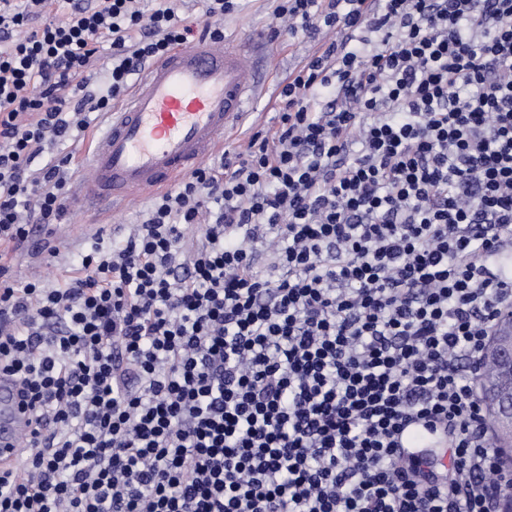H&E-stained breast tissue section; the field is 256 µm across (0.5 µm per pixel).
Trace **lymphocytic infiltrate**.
Listing matches in <instances>:
<instances>
[{
	"mask_svg": "<svg viewBox=\"0 0 512 512\" xmlns=\"http://www.w3.org/2000/svg\"><path fill=\"white\" fill-rule=\"evenodd\" d=\"M238 8L204 0L197 27L172 0H0V246L62 217L53 148ZM272 15L275 40L335 34L274 129L64 286L0 263V374L48 427L0 470V512H500L512 491L477 387L512 307V0ZM410 425L446 448L408 451Z\"/></svg>",
	"mask_w": 512,
	"mask_h": 512,
	"instance_id": "f902f5d3",
	"label": "lymphocytic infiltrate"
}]
</instances>
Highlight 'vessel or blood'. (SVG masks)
<instances>
[{
  "label": "vessel or blood",
  "instance_id": "obj_1",
  "mask_svg": "<svg viewBox=\"0 0 512 512\" xmlns=\"http://www.w3.org/2000/svg\"><path fill=\"white\" fill-rule=\"evenodd\" d=\"M263 80L236 37L191 42L157 60L107 115L83 163L76 205L126 207L200 166L252 109ZM35 424L19 390L0 377V467L17 465Z\"/></svg>",
  "mask_w": 512,
  "mask_h": 512
}]
</instances>
